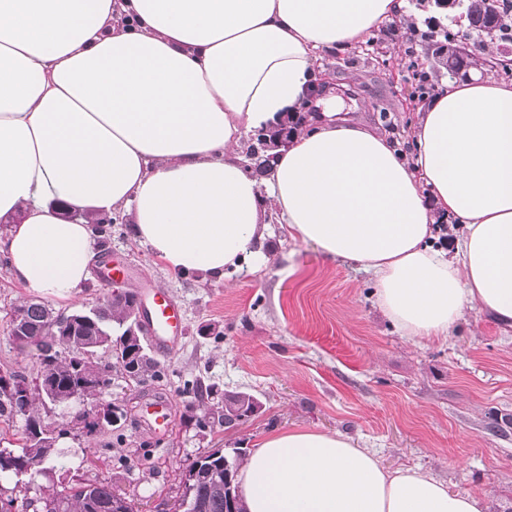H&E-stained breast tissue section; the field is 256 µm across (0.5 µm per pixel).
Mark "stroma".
Listing matches in <instances>:
<instances>
[{"label":"stroma","mask_w":512,"mask_h":512,"mask_svg":"<svg viewBox=\"0 0 512 512\" xmlns=\"http://www.w3.org/2000/svg\"><path fill=\"white\" fill-rule=\"evenodd\" d=\"M418 14L397 36L378 43L369 59L328 56L325 97L344 117L406 143L418 99L414 70L434 84L452 78L425 53L409 56L413 31L448 27L458 8L414 0ZM114 265L126 268L123 290L151 286L181 308L183 331L158 363L164 379L127 383L114 378L109 400L127 412L123 447L110 432L59 439L56 480L112 481L139 512L180 493L183 470L201 452L254 449L283 430L339 434L373 451L389 470L418 468L451 491L487 496L497 512H512V329L465 310L448 340L403 335L379 310L374 286L357 265L328 259L314 244L270 222L266 260L246 264L215 282L170 272L116 224L108 241ZM20 299L0 263V370L35 381V352H20L9 332ZM221 338L199 335L200 327ZM199 377L219 391L247 392L258 410L235 427L214 426L198 437L187 417L184 380ZM173 403L166 433H151L142 409L154 395Z\"/></svg>","instance_id":"obj_1"}]
</instances>
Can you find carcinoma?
Returning a JSON list of instances; mask_svg holds the SVG:
<instances>
[{
	"label": "carcinoma",
	"mask_w": 512,
	"mask_h": 512,
	"mask_svg": "<svg viewBox=\"0 0 512 512\" xmlns=\"http://www.w3.org/2000/svg\"><path fill=\"white\" fill-rule=\"evenodd\" d=\"M465 17L468 25L462 34H444L439 48L448 52L446 66L454 72L467 62L469 54L462 41L473 36L512 43V0H466ZM294 130L281 123L251 136L249 156L259 160L262 167L270 165L268 148L277 146ZM138 296L125 292L118 300H110L99 307L93 320L64 317L42 302L29 301L17 305L10 312L9 329L22 331L12 337L18 349L35 350L40 359V379L52 391L67 395L76 388L90 393L112 384V371L131 380L140 381L148 376L163 377L154 358L138 363L127 359L124 329L129 324ZM110 353L112 360L103 361L99 353ZM217 387H205L200 381H185L184 392L191 395L187 410L195 403H204ZM49 403L39 388L18 397L10 396L0 386V419L12 422L24 420L22 446L18 449L0 448V480L13 482V486L0 484V500L19 501L21 512H135L133 500L117 506L112 500V483L101 480H81L74 484H43L56 469L58 458L56 439L59 422H47L37 405ZM257 408L254 396L242 392L236 398L224 399L217 421L230 424L242 421ZM246 451L232 448L225 452L213 449L203 458L193 460L184 475L182 487L190 492L187 512H247L239 492L236 476L244 463Z\"/></svg>",
	"instance_id": "obj_1"
}]
</instances>
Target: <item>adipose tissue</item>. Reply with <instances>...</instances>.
<instances>
[{"label":"adipose tissue","mask_w":512,"mask_h":512,"mask_svg":"<svg viewBox=\"0 0 512 512\" xmlns=\"http://www.w3.org/2000/svg\"><path fill=\"white\" fill-rule=\"evenodd\" d=\"M409 0H0V253L21 293L79 299L86 218L124 211L169 269L222 281L264 259L266 214L369 274L411 337L465 309L512 327V84L448 81L415 106L411 153L311 111L330 52L410 19ZM305 121L268 180L243 139ZM460 224L433 249L439 215ZM248 512H489L338 435L282 431L239 475Z\"/></svg>","instance_id":"adipose-tissue-1"}]
</instances>
